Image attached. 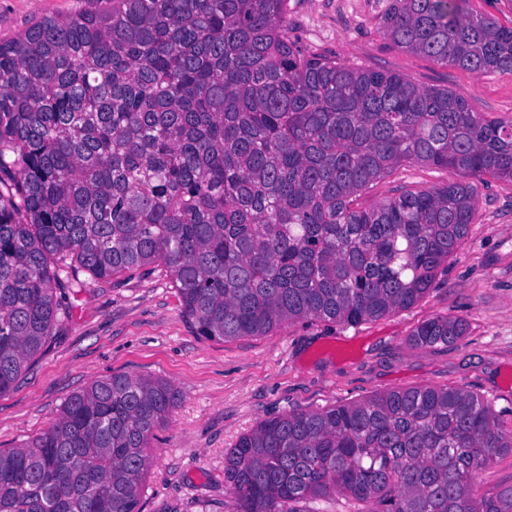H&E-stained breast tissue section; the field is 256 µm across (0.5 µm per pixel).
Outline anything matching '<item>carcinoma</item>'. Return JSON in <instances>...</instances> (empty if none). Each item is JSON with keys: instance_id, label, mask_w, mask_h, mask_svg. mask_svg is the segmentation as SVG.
Listing matches in <instances>:
<instances>
[{"instance_id": "carcinoma-1", "label": "carcinoma", "mask_w": 512, "mask_h": 512, "mask_svg": "<svg viewBox=\"0 0 512 512\" xmlns=\"http://www.w3.org/2000/svg\"><path fill=\"white\" fill-rule=\"evenodd\" d=\"M288 0H92L0 41V394L57 323L56 286L165 266L200 336L297 320L357 324L413 306L464 244L474 179L512 181V120L460 93L308 57ZM468 0H392L396 46L512 73V26ZM405 163L465 181L368 208ZM437 315L410 341L448 345ZM173 386L114 374L73 394L30 442L0 450V512H141ZM512 453L491 407L414 387L269 417L224 456L235 512H310L331 492L368 512H512L473 477Z\"/></svg>"}]
</instances>
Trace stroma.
Masks as SVG:
<instances>
[{
	"instance_id": "35a3bbf8",
	"label": "stroma",
	"mask_w": 512,
	"mask_h": 512,
	"mask_svg": "<svg viewBox=\"0 0 512 512\" xmlns=\"http://www.w3.org/2000/svg\"><path fill=\"white\" fill-rule=\"evenodd\" d=\"M391 0H288V36L304 54L400 74L421 87L464 93L472 111L512 119V74H475L396 47L384 34ZM88 0H0V41ZM454 169L396 168L359 197L360 206L459 181ZM463 246L412 307L356 325L283 324L231 341L198 335L169 271L146 267L81 285L57 286L58 322L13 387L0 395V448L37 437L74 393L117 373L168 381L180 400L149 448L142 512H233L224 456L262 419L320 410L377 392L462 387L489 403L512 430V181H476ZM436 315L463 318L465 336L420 347L409 335Z\"/></svg>"
}]
</instances>
